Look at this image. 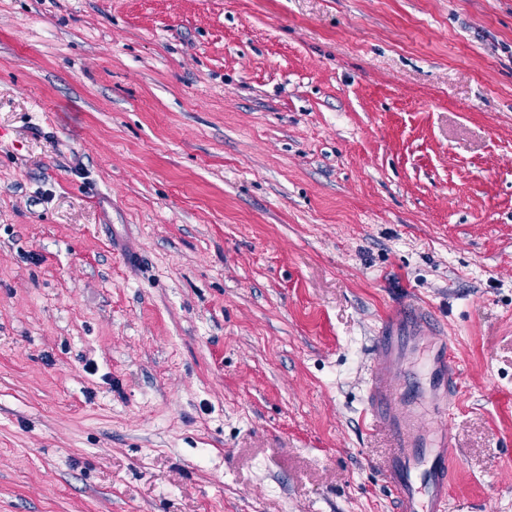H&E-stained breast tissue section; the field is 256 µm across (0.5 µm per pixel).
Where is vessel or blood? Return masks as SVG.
<instances>
[{
  "instance_id": "vessel-or-blood-1",
  "label": "vessel or blood",
  "mask_w": 512,
  "mask_h": 512,
  "mask_svg": "<svg viewBox=\"0 0 512 512\" xmlns=\"http://www.w3.org/2000/svg\"><path fill=\"white\" fill-rule=\"evenodd\" d=\"M438 318L412 300L399 302L379 322L366 383V410L391 441L383 478L397 512H446L454 435L448 418L461 371ZM426 350V383L402 378V363Z\"/></svg>"
}]
</instances>
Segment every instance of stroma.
Returning a JSON list of instances; mask_svg holds the SVG:
<instances>
[{
	"mask_svg": "<svg viewBox=\"0 0 512 512\" xmlns=\"http://www.w3.org/2000/svg\"><path fill=\"white\" fill-rule=\"evenodd\" d=\"M407 298L512 512V0H0V512H394Z\"/></svg>",
	"mask_w": 512,
	"mask_h": 512,
	"instance_id": "1",
	"label": "stroma"
}]
</instances>
